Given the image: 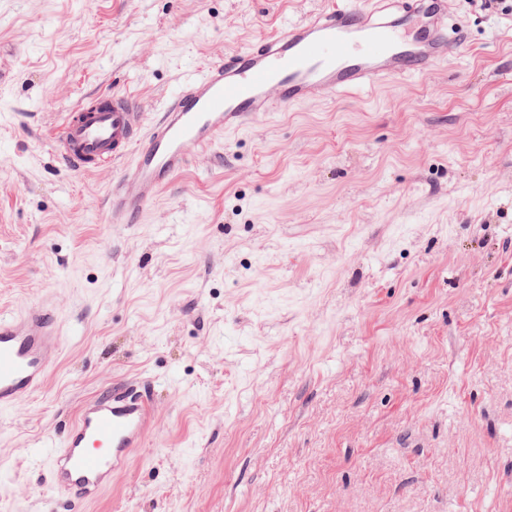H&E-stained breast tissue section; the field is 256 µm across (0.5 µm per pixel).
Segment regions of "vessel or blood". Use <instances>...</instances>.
I'll return each instance as SVG.
<instances>
[{
  "mask_svg": "<svg viewBox=\"0 0 512 512\" xmlns=\"http://www.w3.org/2000/svg\"><path fill=\"white\" fill-rule=\"evenodd\" d=\"M463 38L462 27L448 20V0H365L358 7L337 0L207 64L161 111L148 115L130 95L100 92L65 114L51 153L77 171L114 168L107 191L112 221L133 224L195 156L254 116L426 72L457 55ZM61 337L48 302L0 315V409L43 387L62 355ZM152 424L147 394L117 387L94 396L72 425L49 438L51 487L96 500L143 447Z\"/></svg>",
  "mask_w": 512,
  "mask_h": 512,
  "instance_id": "b4317fda",
  "label": "vessel or blood"
}]
</instances>
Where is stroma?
<instances>
[{"label":"stroma","mask_w":512,"mask_h":512,"mask_svg":"<svg viewBox=\"0 0 512 512\" xmlns=\"http://www.w3.org/2000/svg\"><path fill=\"white\" fill-rule=\"evenodd\" d=\"M332 2L0 0V314L52 300L64 345L0 410V512H512V14L448 0L459 56L255 119L138 224L47 149ZM120 384L145 446L55 497L46 437Z\"/></svg>","instance_id":"35a3bbf8"}]
</instances>
